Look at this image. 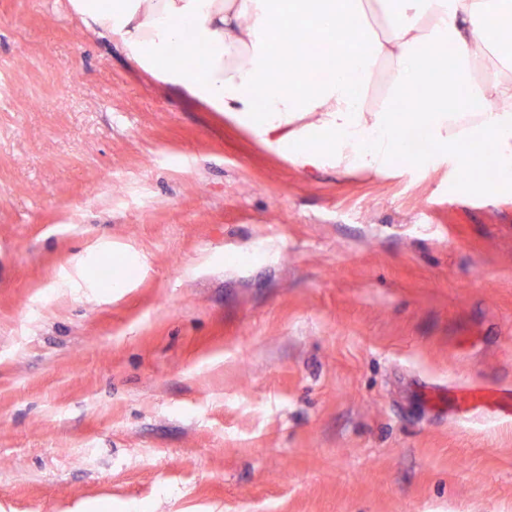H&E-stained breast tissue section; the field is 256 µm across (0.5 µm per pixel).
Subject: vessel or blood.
Segmentation results:
<instances>
[{"instance_id":"b4317fda","label":"vessel or blood","mask_w":512,"mask_h":512,"mask_svg":"<svg viewBox=\"0 0 512 512\" xmlns=\"http://www.w3.org/2000/svg\"><path fill=\"white\" fill-rule=\"evenodd\" d=\"M425 392L434 409H446L466 419L475 415L512 418V389L475 384H429Z\"/></svg>"}]
</instances>
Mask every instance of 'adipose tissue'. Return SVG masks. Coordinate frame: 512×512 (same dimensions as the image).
<instances>
[{
    "instance_id": "obj_1",
    "label": "adipose tissue",
    "mask_w": 512,
    "mask_h": 512,
    "mask_svg": "<svg viewBox=\"0 0 512 512\" xmlns=\"http://www.w3.org/2000/svg\"><path fill=\"white\" fill-rule=\"evenodd\" d=\"M84 25L184 97L245 121L302 167L381 169L424 126L440 149L488 143L512 189V0H72ZM325 46L307 68L281 60L290 26ZM385 96L368 101L375 66ZM329 70L311 82V70ZM393 98L423 111H392Z\"/></svg>"
}]
</instances>
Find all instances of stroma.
<instances>
[{
	"label": "stroma",
	"mask_w": 512,
	"mask_h": 512,
	"mask_svg": "<svg viewBox=\"0 0 512 512\" xmlns=\"http://www.w3.org/2000/svg\"><path fill=\"white\" fill-rule=\"evenodd\" d=\"M303 168L0 0V512H512V191ZM132 269L106 284L103 267ZM433 408L466 419L474 415L493 418H512V389L493 388L475 384H424ZM453 393V394H452Z\"/></svg>",
	"instance_id": "35a3bbf8"
}]
</instances>
